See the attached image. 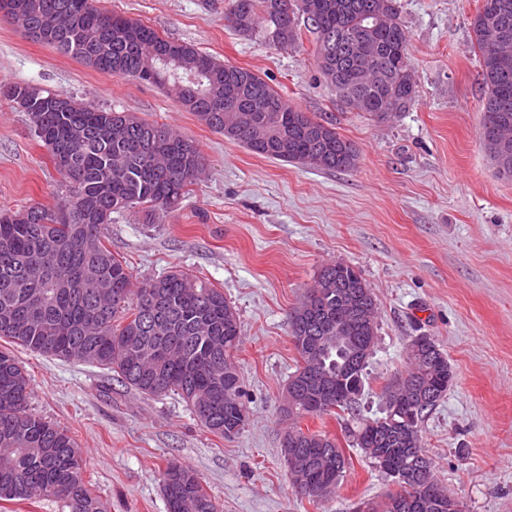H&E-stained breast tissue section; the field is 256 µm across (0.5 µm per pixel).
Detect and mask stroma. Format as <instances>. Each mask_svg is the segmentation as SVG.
I'll use <instances>...</instances> for the list:
<instances>
[{
    "label": "stroma",
    "instance_id": "35a3bbf8",
    "mask_svg": "<svg viewBox=\"0 0 512 512\" xmlns=\"http://www.w3.org/2000/svg\"><path fill=\"white\" fill-rule=\"evenodd\" d=\"M398 3L417 97L381 121L337 100L312 33L283 51L227 27L228 0H96L251 69L302 111L333 121L360 151L349 172L258 156L157 86L89 69L0 21V83L166 124L205 157L178 210L113 216L107 244L134 284L183 270L223 291L241 323L233 353L248 413L241 433L210 434L177 396L141 394L99 367L13 349L31 377L32 411L69 430L108 512H167L161 473L171 462L193 469L223 512H355L392 491L356 447L349 416L301 421L335 437L348 459L328 500L294 494L281 454L280 407L298 366L287 314L337 261L361 272L379 308L362 415L380 414L382 387L404 372L411 337L433 336L454 373L423 424L434 472L467 512H512V178L496 173L479 135L484 88L470 20L481 0ZM62 182L27 114L0 98V209L55 206Z\"/></svg>",
    "mask_w": 512,
    "mask_h": 512
}]
</instances>
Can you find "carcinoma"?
Listing matches in <instances>:
<instances>
[{
    "mask_svg": "<svg viewBox=\"0 0 512 512\" xmlns=\"http://www.w3.org/2000/svg\"><path fill=\"white\" fill-rule=\"evenodd\" d=\"M20 7L17 24L46 29L40 42L84 66L162 87L201 122L249 151L322 171L356 168V144L295 107L255 72L228 66L195 45L166 39L138 20L97 8L95 0H0ZM383 0H231L227 12L246 19L238 33L258 35L280 50L299 46L301 29L316 35L317 65L342 105L385 120L405 112L417 96L408 56V33L396 9L376 19ZM470 21L485 100L496 111L487 125L502 129L501 144L512 157V54L501 65L498 31L512 35V0H492ZM25 97L34 135L56 158L67 148L76 166L56 164L66 196L54 209L33 204L0 210V340L59 360H77L107 370L124 385L148 396L178 395L207 432L233 438L244 429L247 411L242 380L231 354L241 325L224 292L196 276L175 271L136 287L126 261L106 245L112 215L147 206L176 209L197 183L205 158L194 142L165 124L126 112L99 109L64 92L12 83L0 97ZM56 261L68 278L63 288H41L40 270ZM366 280L343 262L323 267L303 294L297 311L319 295L320 307L299 320L288 317L291 341L301 365L287 387L294 388L284 415L299 441L300 463L288 466L290 488L339 481L347 468L336 439L303 432L299 419L330 413L360 415L364 358L344 369L349 352L374 344L377 301L365 293ZM44 292L38 314L26 310L28 297ZM328 317L348 327V339L302 340L311 318ZM430 360L415 366L406 354L400 377L431 392L422 406L409 391L400 400L414 430L383 437L389 416L364 419L355 444L383 473L419 466L409 449L423 447L422 425L448 393L453 377L448 357L424 337ZM315 362V381L298 384L304 365ZM30 377L13 352L0 349V501L54 500L62 512H106L84 479L83 455L68 430L28 409ZM429 493L415 508L400 507L389 493L367 512H463L428 466ZM168 512H222L197 474L169 465L161 474Z\"/></svg>",
    "mask_w": 512,
    "mask_h": 512,
    "instance_id": "carcinoma-1",
    "label": "carcinoma"
}]
</instances>
